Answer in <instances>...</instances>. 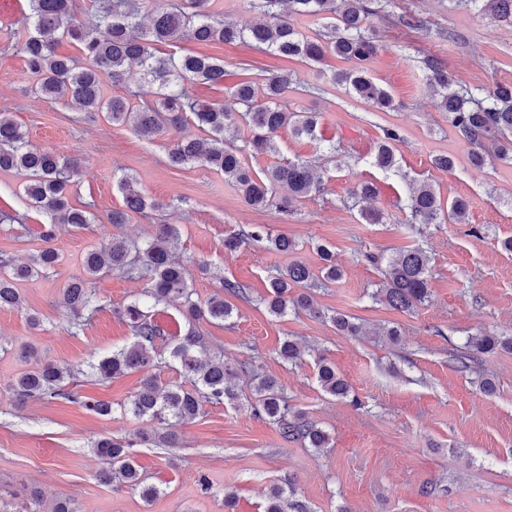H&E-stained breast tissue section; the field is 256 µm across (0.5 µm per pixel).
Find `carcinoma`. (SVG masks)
Returning a JSON list of instances; mask_svg holds the SVG:
<instances>
[{"mask_svg": "<svg viewBox=\"0 0 512 512\" xmlns=\"http://www.w3.org/2000/svg\"><path fill=\"white\" fill-rule=\"evenodd\" d=\"M29 30L15 37L14 46L23 54L31 78L30 92L57 100L65 98L80 111H96L114 126L126 125L143 136H155L170 130L180 131L188 125L199 128L206 137L181 134L172 139L167 158L170 165L183 167L198 164L224 175L234 183L244 201L253 207L272 206L289 213L294 200L321 191L322 180L315 176L311 163L297 159L255 171L246 156L273 153L276 138L283 130L296 137L318 139L316 113L303 108H288V95L303 86V92L320 90L315 83H301L297 76L283 70L260 80L248 77L230 88L227 101L203 104L186 88L189 83L219 84L224 81V60L206 54L172 52L157 55L158 46H177L185 40L198 43H231L248 41L266 51L300 58L308 63L323 64L327 58L349 64L345 69L330 70L331 83L379 110L398 107L390 92L369 72L368 65L377 55L380 43L370 27V18L388 12L390 0H251L261 20L245 29L224 24L222 12L211 8L212 0H178L169 10L156 13L146 26L140 17V0H90L95 23L80 20L77 0H28ZM457 6L490 13L497 21L512 26V0H452ZM315 17L331 20L326 33L303 35L295 19ZM70 40L78 44L80 56H62L58 45ZM420 66L427 79L439 111L448 113L450 125L472 146L470 161L476 166L486 162L484 142L494 143V156L512 165V83L498 82L482 90L478 97L471 88L455 81L444 60L426 54ZM140 75L139 90L143 105L135 108L126 97H104V85L122 86L131 70ZM250 128V137L240 147L229 146L226 134L239 124ZM404 142L394 126L382 129L377 149L368 160L371 167L392 172L397 167V152ZM0 171H13L22 177V191L29 205L48 214L51 222L42 225L39 238L43 248L31 264L16 265L7 257L0 258V308L22 309L24 299L20 281L55 268L60 254L53 241L60 224L83 229L95 216L84 207L71 204V189L79 176V164L47 149L33 147L28 136L7 114L0 113ZM406 207L410 224H464L469 202L463 197L445 201L433 185L425 180L404 178ZM124 208L106 216L107 223L129 222L130 214L157 207L144 194L134 189L130 178L118 180ZM378 187L371 181L358 182L351 198L362 203L373 200ZM181 236L180 225L160 224L146 246L137 247L116 235L105 237L90 249L83 261L84 274L62 288L60 304L70 316L68 331H84L100 308L95 297V281L112 273L130 278L149 276L150 288L144 298L135 299L118 310L132 332V341L88 363L90 377L100 384L125 373H146L140 387L123 406V411L136 418L160 423H188L196 419L203 404L239 405L235 380L240 371L251 373V396L246 409L255 416L269 419L286 441H299L309 448L329 447V435L309 420L300 410L288 409L278 380L265 374L246 358L232 366L224 356L211 352L194 325L203 321L222 323L233 317L235 307L225 296L242 294L239 283L220 279L219 291L206 301L192 299L188 287V269L174 255ZM267 241L269 247L284 254L296 251V244L286 236L271 237L260 225H253L224 241V249L234 252L249 242ZM323 261L322 277L337 281L342 277L331 250L317 246ZM431 277L430 258L420 248H409L387 262L385 281L374 293V300L397 311L412 312L428 301ZM315 281L314 273L304 263L293 260L268 280L265 299L267 311L278 318L288 312H307L319 319H330L346 336L369 334L387 343H398L400 331L384 327L372 333L364 324L343 314L332 317L313 305L311 296L296 291ZM171 302L189 325L179 336L153 318L150 310ZM468 354L458 359L460 368L469 369L479 356L498 350L512 353V336L476 335L466 342ZM277 354L281 361L295 364L302 359L299 343L284 339ZM28 368L8 386L11 398L19 405L28 402H68L98 416L112 413L111 403L84 395L76 382L81 369L43 361L38 350L27 346L20 351ZM163 362L175 365L183 378L181 383L162 386L152 373ZM316 380L322 391L335 399L351 395L348 380L324 358L316 362ZM180 438L172 430H142L133 438L103 437L95 441L94 451L108 461V470L100 479L107 483L140 490L141 497L151 502L159 494L154 485L144 484L135 456L137 448H177ZM266 512H290L295 501L279 485L268 493ZM26 512H81L77 502L62 498L42 507L41 494L29 493Z\"/></svg>", "mask_w": 512, "mask_h": 512, "instance_id": "1", "label": "carcinoma"}]
</instances>
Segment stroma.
Here are the masks:
<instances>
[{"instance_id":"1","label":"stroma","mask_w":512,"mask_h":512,"mask_svg":"<svg viewBox=\"0 0 512 512\" xmlns=\"http://www.w3.org/2000/svg\"><path fill=\"white\" fill-rule=\"evenodd\" d=\"M392 10H410L425 21L422 28L401 29L383 16L372 19L381 47L370 72L398 109L376 111L335 86L315 96L293 94L289 107L318 113V133L333 140L335 155L284 131L276 153L249 158L257 170L302 159L322 171L323 191L299 199L286 215L249 206L235 187L206 168L169 166L171 134L147 139L99 114L27 93L24 58L6 45L9 34L25 28L27 0H0V113H9L32 145L78 160L72 201L89 204L98 217L88 229L59 231V264L20 284L24 310L0 309V488L9 492L0 500V512H19L31 486L48 500L75 499L82 512H226L228 493L233 512H265L267 492L277 484L292 487L305 512H512V353L483 356L474 373L455 366L467 337L512 335V254L500 246L512 236V167L496 160L481 168L470 164L469 145L436 108L419 64L423 55L436 54L456 81L469 86L512 82V27L454 9L449 0H392ZM442 29L458 30L463 38L442 41L436 36ZM181 50L223 58L221 84L191 87L193 95L210 102L225 101L229 87L246 74L263 78L291 69L306 81L319 80L316 66L275 57L248 42L202 47L185 41ZM388 125L397 126L404 141L397 171L384 174L367 160ZM441 151L456 155L453 171L432 165V155ZM123 175L158 208L113 226L104 218L123 202L118 188ZM408 175L427 180L442 198H467V223H408ZM361 180L378 186L376 204L388 213L386 223H361L358 210L346 207ZM21 182L16 173L0 172V211L28 228L21 236L17 224H0V255L26 263L40 250L37 232L50 218L29 206ZM160 224L179 225L180 256L220 269L249 295L237 302L232 319L200 325L211 348L230 363L252 357L280 382L292 409L329 433L328 448L284 441L276 425L249 411L207 404L195 420L178 425L180 447L139 448L140 473L161 489L148 503L138 491L101 482L98 474L107 464L92 448L101 437L151 429V422L119 410L139 387L141 373L104 384L83 381L84 394L112 403L108 418L62 402L15 407L6 387L25 368L17 357L21 346L35 345L42 357L75 366L130 341L116 310L140 296L148 279L100 277L94 288L101 308L76 335L67 330L61 290L83 275L85 253L103 237L116 234L142 246ZM250 224L293 239L295 254L271 250L264 242L225 254V238ZM320 244L333 252L342 277L312 290L315 306L370 325H398V344L341 335L330 322L304 312L283 318L268 313L262 299L269 277L294 258L319 271ZM416 246L430 257L429 301L410 313L375 303L371 295L383 280L387 258ZM31 312L40 314L41 328L28 324ZM287 336L305 347L294 365L276 354ZM320 356L348 380L352 400L333 399L320 389L315 378ZM480 374L495 381V394L479 391ZM202 473L214 483L212 495L198 491Z\"/></svg>"}]
</instances>
